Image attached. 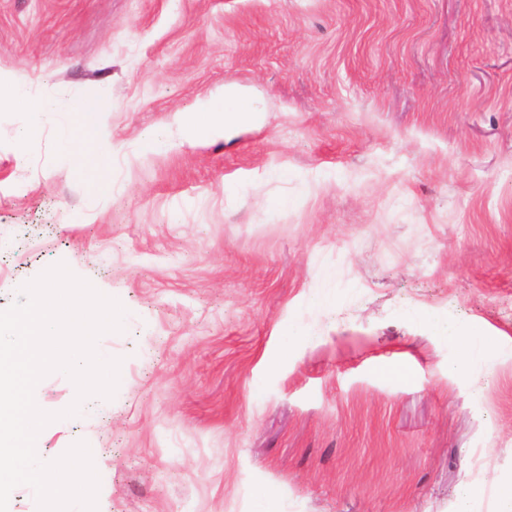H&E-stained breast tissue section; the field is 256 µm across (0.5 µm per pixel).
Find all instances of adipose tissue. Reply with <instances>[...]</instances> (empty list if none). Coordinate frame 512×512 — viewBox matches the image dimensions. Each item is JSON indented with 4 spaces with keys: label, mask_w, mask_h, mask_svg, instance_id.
Instances as JSON below:
<instances>
[{
    "label": "adipose tissue",
    "mask_w": 512,
    "mask_h": 512,
    "mask_svg": "<svg viewBox=\"0 0 512 512\" xmlns=\"http://www.w3.org/2000/svg\"><path fill=\"white\" fill-rule=\"evenodd\" d=\"M0 100L7 104H20L26 115L25 132L34 134L40 130L47 113L70 114V104L62 98H33L13 80L0 74ZM198 110L200 121L186 123L183 134L193 140L200 136L225 131L234 124L253 122L260 110L256 101L248 100L232 91H226L201 100Z\"/></svg>",
    "instance_id": "ef3b65f1"
}]
</instances>
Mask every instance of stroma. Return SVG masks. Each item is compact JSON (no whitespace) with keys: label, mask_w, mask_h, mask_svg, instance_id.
<instances>
[{"label":"stroma","mask_w":512,"mask_h":512,"mask_svg":"<svg viewBox=\"0 0 512 512\" xmlns=\"http://www.w3.org/2000/svg\"><path fill=\"white\" fill-rule=\"evenodd\" d=\"M0 71L100 102L83 169L61 115L27 139L0 112V310L63 262L129 314L97 340L114 397L36 441L89 445L98 512H458L467 487L498 512L512 0H0ZM229 85L260 118L184 139ZM158 129L172 148L140 154ZM458 321L485 353L444 339ZM77 131V126L74 132L70 125L67 127L63 147L73 161L84 165L98 154L99 146L93 139H79Z\"/></svg>","instance_id":"1"}]
</instances>
